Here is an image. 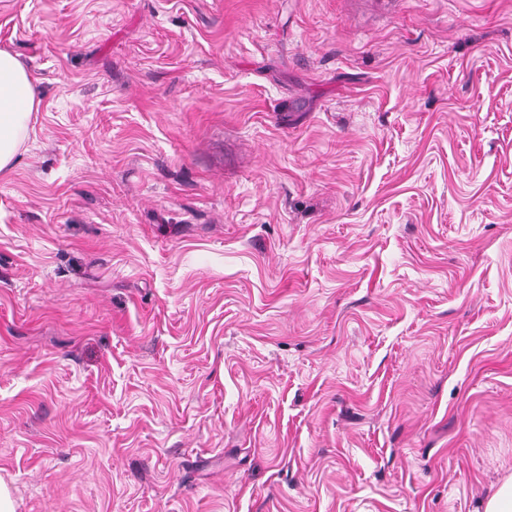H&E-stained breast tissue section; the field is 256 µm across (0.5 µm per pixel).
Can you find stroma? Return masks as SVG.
I'll return each mask as SVG.
<instances>
[{
	"instance_id": "stroma-1",
	"label": "stroma",
	"mask_w": 512,
	"mask_h": 512,
	"mask_svg": "<svg viewBox=\"0 0 512 512\" xmlns=\"http://www.w3.org/2000/svg\"><path fill=\"white\" fill-rule=\"evenodd\" d=\"M17 512H483L512 474V0H0ZM33 79L17 56L0 50V172L16 163L31 112L37 110Z\"/></svg>"
}]
</instances>
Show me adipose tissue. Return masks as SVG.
<instances>
[{
	"instance_id": "obj_1",
	"label": "adipose tissue",
	"mask_w": 512,
	"mask_h": 512,
	"mask_svg": "<svg viewBox=\"0 0 512 512\" xmlns=\"http://www.w3.org/2000/svg\"><path fill=\"white\" fill-rule=\"evenodd\" d=\"M33 79L17 56L0 50V172L11 170L36 111Z\"/></svg>"
}]
</instances>
